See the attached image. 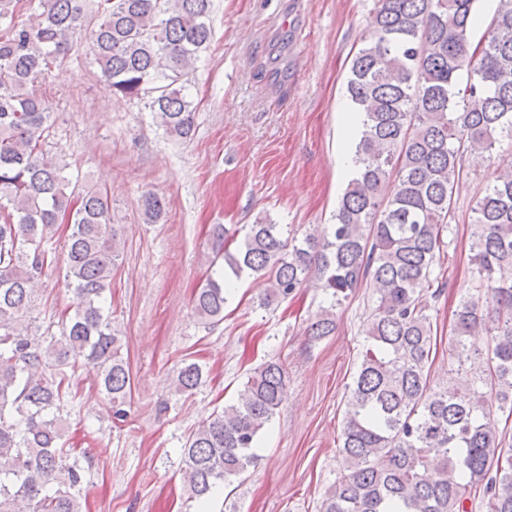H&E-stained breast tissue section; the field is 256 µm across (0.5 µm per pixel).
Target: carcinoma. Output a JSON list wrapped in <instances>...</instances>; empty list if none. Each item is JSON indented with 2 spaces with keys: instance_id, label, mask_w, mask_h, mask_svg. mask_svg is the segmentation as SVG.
Instances as JSON below:
<instances>
[{
  "instance_id": "obj_1",
  "label": "carcinoma",
  "mask_w": 512,
  "mask_h": 512,
  "mask_svg": "<svg viewBox=\"0 0 512 512\" xmlns=\"http://www.w3.org/2000/svg\"><path fill=\"white\" fill-rule=\"evenodd\" d=\"M22 20L21 0H0V512H83V469L59 465L66 369L90 365L114 418L126 417L130 367L105 312L120 256L106 193L80 185L47 149L50 112L36 85L58 59L90 48L111 91L145 100L172 140L195 131L187 69L211 41L212 0H38ZM477 0H377L374 40L354 55L347 93L359 112L357 174L336 222L319 239L288 224H248L235 250L212 231L211 274L196 289L195 314L224 319L234 281L262 279L266 309L314 275L330 298L310 324L321 340L336 330V307L371 291L357 370L343 395L336 480L319 512H512V455L503 457L501 420L512 419V160L497 166L472 207L474 291L459 300L448 344L453 377L431 375L432 303L453 233L454 188L469 153L512 148V0H498L487 34L474 38ZM145 221L165 200L146 193ZM67 236L62 254L52 239ZM63 262L76 299L59 333L31 317L34 284ZM491 336L484 352L468 336ZM184 361L176 392L203 382ZM288 371L255 367L237 399L186 439L183 482L206 503L240 479L261 432L283 405ZM495 397L490 404L486 395Z\"/></svg>"
}]
</instances>
